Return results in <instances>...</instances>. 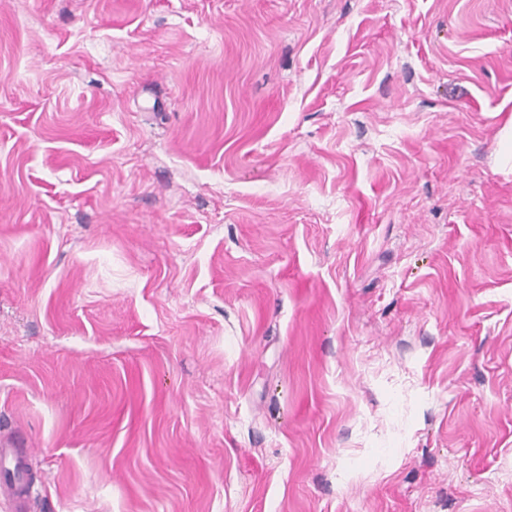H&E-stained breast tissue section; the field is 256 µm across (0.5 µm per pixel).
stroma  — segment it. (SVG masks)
<instances>
[{"label": "stroma", "mask_w": 512, "mask_h": 512, "mask_svg": "<svg viewBox=\"0 0 512 512\" xmlns=\"http://www.w3.org/2000/svg\"><path fill=\"white\" fill-rule=\"evenodd\" d=\"M512 0H0V441L28 512H512ZM501 149L497 155V170L502 172L511 171L512 161V117H509L507 123L500 133Z\"/></svg>", "instance_id": "stroma-1"}]
</instances>
